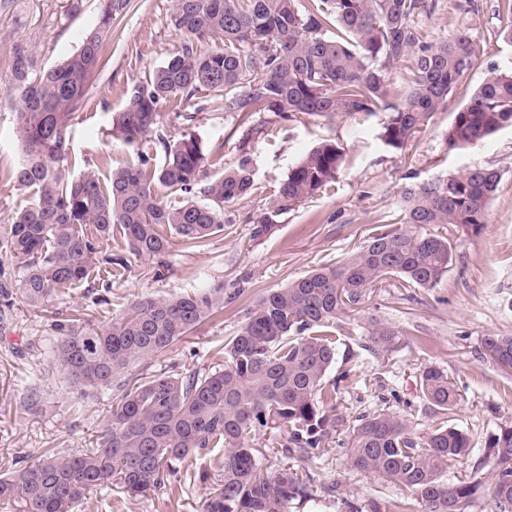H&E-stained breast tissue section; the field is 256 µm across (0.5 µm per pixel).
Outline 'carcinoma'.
<instances>
[{
  "label": "carcinoma",
  "instance_id": "carcinoma-1",
  "mask_svg": "<svg viewBox=\"0 0 512 512\" xmlns=\"http://www.w3.org/2000/svg\"><path fill=\"white\" fill-rule=\"evenodd\" d=\"M129 0H101L97 24L62 63L45 69L21 48L11 84L21 160L13 172L32 200L0 234V248L20 271V293L45 304L60 287L85 280L93 263L124 269L127 260L104 249L114 232L144 258L165 256L175 245L201 248L224 231V207L251 194V142L268 135L272 121L298 115L329 117L381 112L380 139L402 148L431 123L470 70L477 47L468 29L423 45L403 92L395 71L417 43L410 21L424 0H173L171 26L186 43L131 93L112 117L111 134L134 144L156 124L165 104L200 95L201 109L234 114L243 127L241 156L224 173L203 180L207 162L191 132L171 144L159 140L161 168L146 153L139 163L75 176L63 150L64 132L87 95V79L102 57L103 39ZM208 38L205 49L193 40ZM512 127V65H493L444 133L449 149L466 151ZM344 148L334 140L313 146L279 184L253 237L271 233L276 217L336 182ZM501 180L492 168L411 182L401 192V225L375 233L340 264L315 269L269 290L246 309L239 332L219 352L224 367L200 373L148 374V364L180 338L224 309V286L170 298H145L106 324L61 319L48 351L76 392L117 387L96 447L63 454L45 449L33 462L0 474V512H75L98 488L112 484L145 497L170 476L190 477L197 461L220 450L222 471L202 512H290L314 500L309 474L283 469L264 474L258 464L271 441L273 454L310 461L343 422L336 413L337 383L328 372L340 356L344 320L369 351H395L401 331L365 310L368 291L394 276L404 288H434L448 272L457 243L440 228L452 224L467 237L486 223ZM171 189L163 197L159 188ZM485 355L512 369V336H487ZM420 394L436 417L424 433L387 412L357 419L348 434V463L400 491V500L374 499L368 512H469L485 471L491 512H512V426L500 428L466 478L448 477L453 462L470 457L467 433L448 424L461 400L443 369L418 375Z\"/></svg>",
  "mask_w": 512,
  "mask_h": 512
}]
</instances>
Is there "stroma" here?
<instances>
[{
    "instance_id": "1",
    "label": "stroma",
    "mask_w": 512,
    "mask_h": 512,
    "mask_svg": "<svg viewBox=\"0 0 512 512\" xmlns=\"http://www.w3.org/2000/svg\"><path fill=\"white\" fill-rule=\"evenodd\" d=\"M413 24L423 45L448 40L468 28L479 56L448 97L446 109L403 149L380 140L382 116L329 118L301 116L274 123L269 136L253 142L250 155L255 190L226 208L231 224L202 249L175 246L163 263L131 254L122 237L111 241L128 266L115 272L95 264L82 283L58 289L45 305H27L19 290V270L0 250V471L16 462L33 461L47 448L68 453L96 444L112 402L108 391L79 394L54 364L48 344L55 320L77 318L99 324L119 316L140 299L171 298L208 283H223L233 303L200 329L177 341L152 363L153 370L215 369L213 349L242 327L244 311L266 291L279 288L320 267L342 262L372 234L397 226L400 192L407 180L426 181L441 173L480 166L500 171L501 181L479 234L458 245L453 262L433 288H405L398 278L382 283L367 306L402 336L397 349L376 356L349 339L356 356L336 363L330 379L340 382L338 426L321 456L311 462L283 459L260 440L258 462L267 473L283 468L308 471L321 503L294 512H364L370 499L395 497L396 487L350 468L346 448L356 417L390 412L408 419L417 431L436 419L416 387L421 371L444 369L461 402L450 422L467 432L474 446L468 462L452 466V475L472 473L493 433L512 425V373H505L484 354V336H512V128L467 151L449 150L443 138L455 112L463 107L491 65L512 61V46L500 32L508 23L497 0H425ZM170 0H131L112 23L103 43L106 65L91 77L88 94L65 133V154L75 172L95 171L107 177L112 169L137 162L148 148L153 167L164 163L161 140L176 141L193 131L207 155L209 174L223 172L240 155L241 134L233 114L200 109L196 101L166 106L141 143L112 138L111 119L123 109L134 88L180 50L182 35L169 23ZM100 0H0V229L12 223L28 203L12 172L21 157L16 131L19 96L10 83L14 51L35 53L50 68L73 54L85 30L96 24ZM338 141L346 151L335 184L282 214L272 235L253 238V222L266 212L290 167L321 141ZM37 388V403L28 400ZM198 474L169 480L154 494L131 498L117 489L89 496L77 512H200L219 477L209 459Z\"/></svg>"
}]
</instances>
